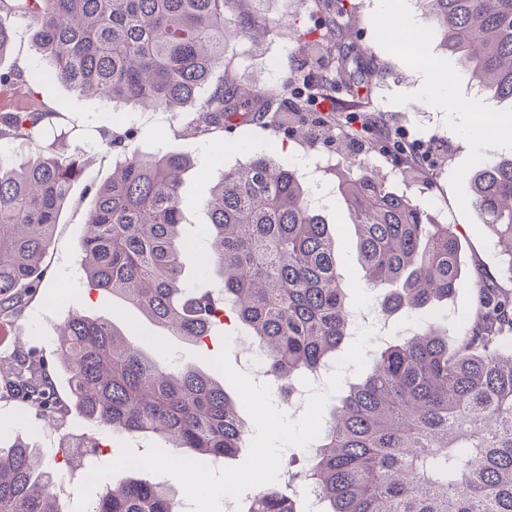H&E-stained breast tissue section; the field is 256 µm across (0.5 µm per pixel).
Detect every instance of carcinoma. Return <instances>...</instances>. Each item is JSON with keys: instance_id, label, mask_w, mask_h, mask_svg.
Wrapping results in <instances>:
<instances>
[{"instance_id": "cac0c4a2", "label": "carcinoma", "mask_w": 512, "mask_h": 512, "mask_svg": "<svg viewBox=\"0 0 512 512\" xmlns=\"http://www.w3.org/2000/svg\"><path fill=\"white\" fill-rule=\"evenodd\" d=\"M263 0H0L35 28L43 66L0 71V87L56 79L113 106L194 113L190 137L224 145V129L265 119L269 93L232 83L226 43H259L274 32ZM440 49L470 71L480 90L512 105V0H418ZM322 23L299 34L302 56L321 58L306 74V98L342 111L332 68L348 95L371 91L373 71L353 43L343 0H315ZM225 77L215 81L218 72ZM52 113L36 106L0 112V141L33 142ZM134 132L108 134L123 148L86 219L80 266L90 288L139 308L157 327L198 347L231 315L264 352L266 374L289 404L302 378L345 349L350 291L336 269L335 240L295 169L266 153L221 169L204 203L210 223L199 251L180 235L189 157L129 145ZM339 192L352 211L359 261L370 287L384 288L381 314H424L451 298L462 275L461 244L419 204L349 163ZM79 160L18 158L0 152V322L42 285L41 263ZM470 189L482 223L512 275V155L481 165ZM195 267L199 282L186 278ZM68 396L62 397L58 375ZM0 385L29 412L60 421L76 411L95 430L151 436L185 457L235 456L249 427L223 381L191 364L167 365L153 338L132 341L115 323L73 313L54 358L18 350L0 358ZM0 424V512H64L59 464ZM70 475L101 458L88 435L60 437ZM317 490L321 512H512V289L482 281L473 320L453 348L429 330L370 355L367 371L333 406L308 467L295 474ZM98 512H181L162 483L131 477L109 484ZM246 512H300L275 487Z\"/></svg>"}]
</instances>
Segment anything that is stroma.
<instances>
[{"label": "stroma", "mask_w": 512, "mask_h": 512, "mask_svg": "<svg viewBox=\"0 0 512 512\" xmlns=\"http://www.w3.org/2000/svg\"><path fill=\"white\" fill-rule=\"evenodd\" d=\"M345 4L358 42L377 73L370 97L348 99L340 123L326 127L321 139L301 133L296 123L265 122L225 130L224 163L233 166L253 154L269 152L277 162L297 170L323 206L326 221L340 228L337 267L359 315L373 308L376 292L359 264L352 216L338 194L339 168L353 159L364 160L391 189L421 204L437 223L453 225L463 249L464 273L453 297L438 310L453 337L473 315L480 278L491 277L503 284L512 278L505 256L480 220L469 188L480 164L496 162L512 152V145L498 135L500 127L512 126V107L475 92L468 72L439 49L432 21L423 15L417 0H345ZM264 9L278 24L274 36L255 48L230 42L226 54L234 61L238 82L276 89L282 80L281 64L300 57L298 29L309 25L312 12L308 0H265ZM398 19L421 40L419 55L401 54L390 41L380 39V32L392 29ZM429 75L443 80L446 93L434 96L426 90ZM34 100L42 108L59 112V119L40 139L24 146H5V153L34 156L54 142L60 161L80 157L84 175L75 182L70 204L54 230L43 285L11 322L0 356L20 349L51 355L58 326L72 308L92 317L111 318L120 328L130 329L139 342L161 334L137 308L112 294L88 291L78 263L86 215L97 188L111 179L120 158L119 152L101 146L103 131L116 127L111 106L60 82L36 84ZM190 118L186 112L177 121L165 111L137 108L128 110L125 125L135 131L134 144L141 151L161 148L193 160L184 175L182 191L188 207L182 230L195 237L208 222L203 203L217 169L211 145L182 134L180 123ZM164 337L166 362L192 364L207 373L213 370L211 361L218 346L228 345L235 365L244 351L243 344L226 343L221 335L216 348L209 351L178 336Z\"/></svg>", "instance_id": "35a3bbf8"}]
</instances>
